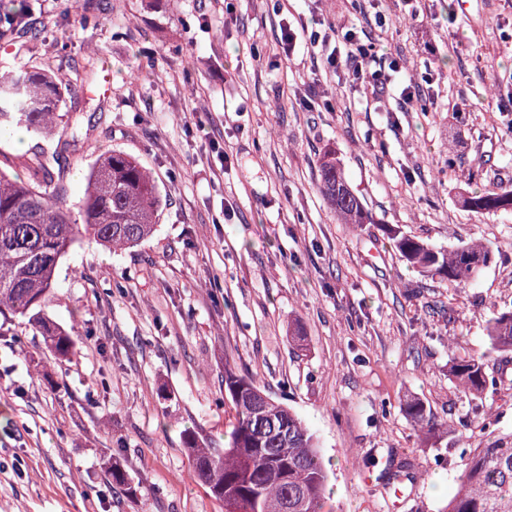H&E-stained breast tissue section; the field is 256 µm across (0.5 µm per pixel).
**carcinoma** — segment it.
<instances>
[{
  "label": "carcinoma",
  "mask_w": 512,
  "mask_h": 512,
  "mask_svg": "<svg viewBox=\"0 0 512 512\" xmlns=\"http://www.w3.org/2000/svg\"><path fill=\"white\" fill-rule=\"evenodd\" d=\"M23 20L12 0H0V37L21 38ZM64 91L37 68L0 72L1 129L42 136L60 125L71 128V139L54 151L55 166L37 153L25 176L12 179L0 172V317L27 319L45 337L53 356L68 359L74 355L72 334L44 317L59 260L83 239L114 249L145 241L155 231L162 196L135 157L114 151L90 167L83 198L76 208L68 206L63 178L67 153L78 144L79 126L61 111ZM318 189L341 223H373L332 150L320 162ZM463 204L476 213L512 211V191L475 192ZM382 230L401 260L458 287L472 284L494 256L488 243L443 249L388 224ZM487 339L483 355L460 357L450 368L453 380L472 400L504 383V378L487 374L486 360L512 353V311L490 321ZM224 395L235 411L224 447L216 448L191 431L184 434L197 476L224 504V512H322L328 474L315 435L293 411L273 401L253 376L228 362ZM403 409L418 430L439 429L421 400L410 399ZM260 423L272 431L258 432ZM446 512H512V434L470 453Z\"/></svg>",
  "instance_id": "obj_1"
}]
</instances>
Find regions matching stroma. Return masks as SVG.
Returning a JSON list of instances; mask_svg holds the SVG:
<instances>
[{"mask_svg": "<svg viewBox=\"0 0 512 512\" xmlns=\"http://www.w3.org/2000/svg\"><path fill=\"white\" fill-rule=\"evenodd\" d=\"M95 2L91 25L70 0H25V46L1 38L0 69L46 70L81 115L69 201L118 150L163 205L139 245L60 260L46 315L76 329L72 360L0 323V512H224L184 434L223 441L228 362L317 437L324 512H444L469 452L512 433V356L488 361L505 383L475 401L448 375L512 311V212L460 199L512 190V0H290L286 19L275 0ZM284 20L378 39L425 111L366 97L305 43L283 57ZM57 142L1 141L0 170L25 175L31 146ZM329 149L373 223H339L319 193ZM383 224L497 252L460 292L401 261ZM410 398L447 432H414Z\"/></svg>", "mask_w": 512, "mask_h": 512, "instance_id": "1", "label": "stroma"}]
</instances>
